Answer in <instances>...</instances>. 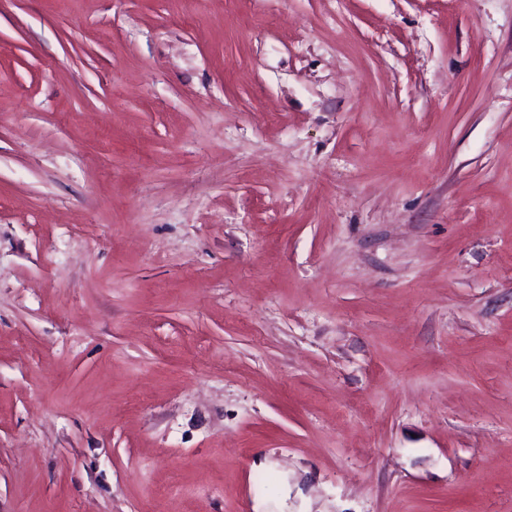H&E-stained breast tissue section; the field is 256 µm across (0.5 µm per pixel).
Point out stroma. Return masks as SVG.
Wrapping results in <instances>:
<instances>
[{
    "instance_id": "35a3bbf8",
    "label": "stroma",
    "mask_w": 512,
    "mask_h": 512,
    "mask_svg": "<svg viewBox=\"0 0 512 512\" xmlns=\"http://www.w3.org/2000/svg\"><path fill=\"white\" fill-rule=\"evenodd\" d=\"M0 512H512V0H0Z\"/></svg>"
}]
</instances>
